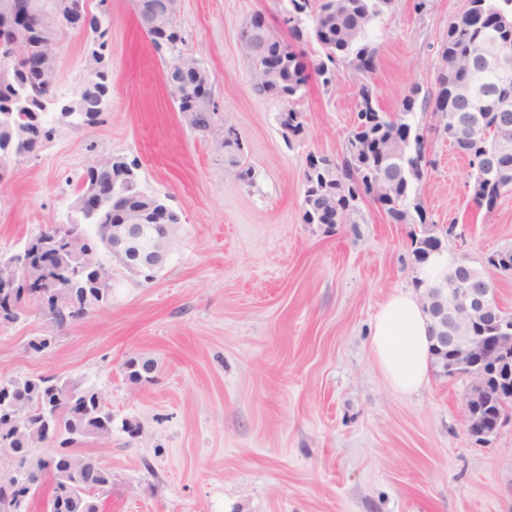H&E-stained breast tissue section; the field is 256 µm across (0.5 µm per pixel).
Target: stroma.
I'll return each instance as SVG.
<instances>
[{
	"instance_id": "stroma-1",
	"label": "stroma",
	"mask_w": 512,
	"mask_h": 512,
	"mask_svg": "<svg viewBox=\"0 0 512 512\" xmlns=\"http://www.w3.org/2000/svg\"><path fill=\"white\" fill-rule=\"evenodd\" d=\"M398 0L376 20L371 78L383 110L408 88H433L438 50L466 0ZM285 0H182L188 48L215 77L216 131L182 122L164 67L140 30L133 0H110V94L102 122L57 126L33 158L0 182V250L65 220L71 182L96 159L137 160L142 188L182 220L164 269L144 281L112 269V302L56 331L50 349L26 344L46 323L0 326V372L80 378L112 412L96 454L112 471L100 512H512V420L474 444L462 425L464 378L430 374L415 395L395 392L370 352L374 317L412 286L410 225L371 201L355 224L303 223L308 154L341 156L355 115L350 71L331 88L310 82L295 102L306 135L287 146L279 101L256 97L239 34L254 12L277 21ZM83 35L60 46L58 87L87 79ZM233 125L254 170L226 169L221 126ZM435 165L417 186L429 219L467 227L473 265L512 245V196L492 213L469 206L466 158L431 137ZM153 360L132 383L129 360ZM136 425V434L125 424Z\"/></svg>"
}]
</instances>
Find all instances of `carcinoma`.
Masks as SVG:
<instances>
[{
	"instance_id": "carcinoma-1",
	"label": "carcinoma",
	"mask_w": 512,
	"mask_h": 512,
	"mask_svg": "<svg viewBox=\"0 0 512 512\" xmlns=\"http://www.w3.org/2000/svg\"><path fill=\"white\" fill-rule=\"evenodd\" d=\"M172 12L156 21L138 17L150 44L160 56L168 82H183L177 63L186 50V35L178 23L181 0H169ZM396 0H287L283 13L292 15L284 22L288 38L280 37L275 28L266 25L270 42L261 59L272 57L282 68L285 82L275 85L260 74L251 73V88L261 99H274L283 104L277 121L288 144L303 139V113L294 107V100L309 82L316 81L329 88L339 68L352 71L358 97L354 126L349 132L342 159L328 155L307 159L304 170L302 221L305 224H356L358 203L369 198L377 203L392 224H412V255L416 264L422 244L436 239L431 222L414 186L428 172L427 139L423 126L415 121V108L423 114L440 99L439 86L444 81H469L474 87L492 89L498 75L473 65L468 54L475 50L486 28L497 23L500 15H512V0H467V8L454 18L441 39L439 60H448L447 74L436 69L438 89L425 94L411 87L401 100L398 112H385L376 105L375 92L368 81L366 65L377 60L378 49L371 39L377 19L395 9ZM107 0H97L90 10L88 28L99 32L98 50L109 54ZM110 92L107 68L95 80L84 83L74 96L83 106L75 116L74 127L84 121L94 122L101 112L95 110L98 97ZM56 86H47L37 72L20 63L8 74H0V114L17 111L27 114L28 144L17 148L15 161L33 156L50 141L55 128L54 118L44 111V101L55 96ZM177 111L193 114L190 126L202 133L213 131L216 110L197 103L193 92L170 90ZM485 127L500 123L512 124L511 112H462L448 106L442 126L457 152L466 156L471 168L468 182L470 202L478 210L492 212L498 201L512 195V156L502 159L493 168L483 167V155L492 152L490 138L471 139L470 123ZM219 145L224 149L232 173L243 181L253 180V171L242 162L243 146L239 132L229 126ZM105 181L120 183L125 201L135 199L151 205L157 196L145 192L139 181L137 164L124 158H107L99 170ZM32 248L25 278L6 290L0 288V324L9 325L36 311L46 320V334L30 340L27 348L42 353L51 347L52 333L84 318L94 307L112 299V288H96L93 275L84 272L85 287L76 289L84 298L82 313L57 303V298L70 291L69 284L76 269L68 261L64 234L52 227L30 238ZM129 378L140 382L150 379L154 365L127 364ZM100 392L79 378H62L56 374L17 378L0 374V453L20 457L22 476L0 474V481L12 487V494L26 502L49 480L51 493L47 512H99L100 494L112 485V472L94 455L81 449L87 439L104 426L112 425V412L99 406ZM52 446L54 451L35 455L34 448Z\"/></svg>"
}]
</instances>
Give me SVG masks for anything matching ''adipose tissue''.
I'll list each match as a JSON object with an SVG mask.
<instances>
[{
	"label": "adipose tissue",
	"instance_id": "obj_1",
	"mask_svg": "<svg viewBox=\"0 0 512 512\" xmlns=\"http://www.w3.org/2000/svg\"><path fill=\"white\" fill-rule=\"evenodd\" d=\"M430 319L412 292L391 295L378 311L370 350L391 388L417 392L425 383L430 363Z\"/></svg>",
	"mask_w": 512,
	"mask_h": 512
}]
</instances>
